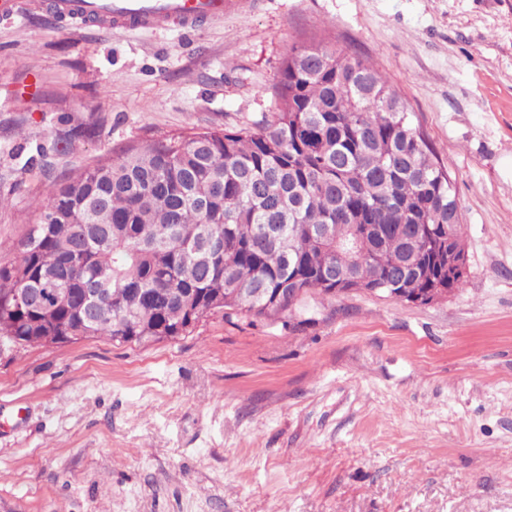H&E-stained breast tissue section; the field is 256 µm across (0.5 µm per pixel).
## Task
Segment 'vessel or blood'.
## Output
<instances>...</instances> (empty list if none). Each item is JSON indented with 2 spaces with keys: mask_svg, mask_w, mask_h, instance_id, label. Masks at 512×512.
<instances>
[{
  "mask_svg": "<svg viewBox=\"0 0 512 512\" xmlns=\"http://www.w3.org/2000/svg\"><path fill=\"white\" fill-rule=\"evenodd\" d=\"M228 0H49L56 15L81 26L157 28L176 21L186 29L222 17Z\"/></svg>",
  "mask_w": 512,
  "mask_h": 512,
  "instance_id": "b4317fda",
  "label": "vessel or blood"
}]
</instances>
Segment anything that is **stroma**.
I'll return each instance as SVG.
<instances>
[{
  "mask_svg": "<svg viewBox=\"0 0 512 512\" xmlns=\"http://www.w3.org/2000/svg\"><path fill=\"white\" fill-rule=\"evenodd\" d=\"M312 43L408 102L452 179L463 288L0 353V512H512V0H231L193 31L77 28L21 0L0 15V266L51 182L265 123Z\"/></svg>",
  "mask_w": 512,
  "mask_h": 512,
  "instance_id": "35a3bbf8",
  "label": "stroma"
}]
</instances>
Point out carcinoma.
Listing matches in <instances>:
<instances>
[{"label":"carcinoma","mask_w":512,"mask_h":512,"mask_svg":"<svg viewBox=\"0 0 512 512\" xmlns=\"http://www.w3.org/2000/svg\"><path fill=\"white\" fill-rule=\"evenodd\" d=\"M313 49L284 60L272 122L160 136L51 183L38 228L0 267V353L39 335L40 316L15 302L28 288L109 289L112 312L88 321L60 308L53 332L119 345L185 336L221 310L278 320L307 294L329 297L328 245L312 224L329 225L333 241L351 224L368 229L357 243L364 279L408 256L436 265L441 239L465 254L448 170L407 101L371 61ZM419 224L429 229L414 250ZM288 286L298 293L283 303L233 293Z\"/></svg>","instance_id":"1"}]
</instances>
